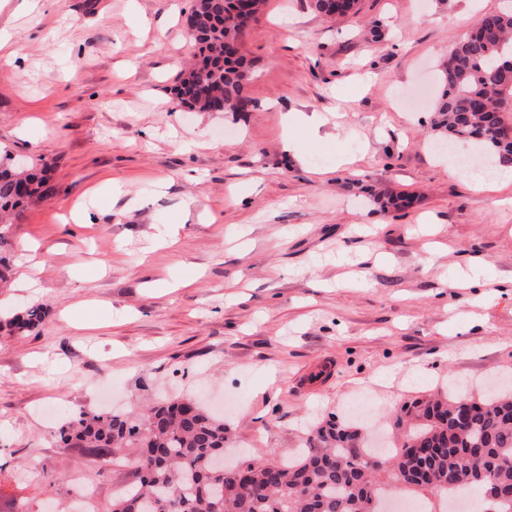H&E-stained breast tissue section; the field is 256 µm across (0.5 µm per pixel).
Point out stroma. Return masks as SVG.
I'll return each instance as SVG.
<instances>
[{
    "label": "stroma",
    "mask_w": 512,
    "mask_h": 512,
    "mask_svg": "<svg viewBox=\"0 0 512 512\" xmlns=\"http://www.w3.org/2000/svg\"><path fill=\"white\" fill-rule=\"evenodd\" d=\"M193 5L0 0L17 52L0 156L53 163L0 284L1 318L46 313L0 332V512H73L76 470L109 505L133 468L55 434L161 389L222 413L230 450L285 462L307 422L358 400L383 423L512 375V181L449 175L427 104L437 61L505 0H358L332 19L266 0L242 40L247 114L174 99ZM363 184L412 203L380 211ZM473 254L483 287H455ZM23 313V315H16L6 322L11 331L32 330L36 328L44 318V311L39 306H30Z\"/></svg>",
    "instance_id": "stroma-1"
}]
</instances>
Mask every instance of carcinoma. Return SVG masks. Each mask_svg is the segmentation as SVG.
<instances>
[{
	"label": "carcinoma",
	"instance_id": "1",
	"mask_svg": "<svg viewBox=\"0 0 512 512\" xmlns=\"http://www.w3.org/2000/svg\"><path fill=\"white\" fill-rule=\"evenodd\" d=\"M265 0H252L245 16L233 0H196L191 36L200 59L173 89L177 100L200 112H251L250 63L239 49L248 24ZM357 0H313L328 18L346 15ZM478 32L454 42L441 67L442 90L433 126L450 143L469 142L502 165H512V11L483 15ZM50 165L19 170L0 165V282L12 274L4 253L8 227L31 200L49 195ZM44 318L30 306L0 327L29 331ZM454 398L417 401L401 409L403 430L386 453L366 428L330 413L310 429L303 456L288 463L224 458V419L189 398L163 399L143 413H81L57 432L66 447L119 460L137 453L135 482L112 499L107 512H385L384 503L413 491L443 504L476 494L479 512H512V382L479 399L456 386Z\"/></svg>",
	"mask_w": 512,
	"mask_h": 512
}]
</instances>
